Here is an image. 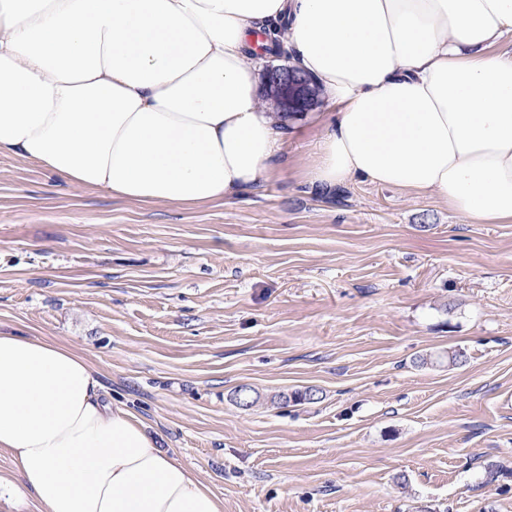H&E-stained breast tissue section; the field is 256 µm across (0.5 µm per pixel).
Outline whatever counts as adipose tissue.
Listing matches in <instances>:
<instances>
[{
    "label": "adipose tissue",
    "instance_id": "adipose-tissue-1",
    "mask_svg": "<svg viewBox=\"0 0 512 512\" xmlns=\"http://www.w3.org/2000/svg\"><path fill=\"white\" fill-rule=\"evenodd\" d=\"M329 104L308 183L434 193L512 222V0H0V153L139 203L232 201L288 119L248 34ZM0 449L43 512H223L84 359L0 333Z\"/></svg>",
    "mask_w": 512,
    "mask_h": 512
}]
</instances>
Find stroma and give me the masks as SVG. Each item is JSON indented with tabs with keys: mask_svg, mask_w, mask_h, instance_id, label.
Masks as SVG:
<instances>
[{
	"mask_svg": "<svg viewBox=\"0 0 512 512\" xmlns=\"http://www.w3.org/2000/svg\"><path fill=\"white\" fill-rule=\"evenodd\" d=\"M324 133L291 121L228 204L123 201L1 154L0 329L82 356L223 512H512V223L312 186ZM243 385L262 402L237 406ZM0 479V512H43L5 449Z\"/></svg>",
	"mask_w": 512,
	"mask_h": 512,
	"instance_id": "1",
	"label": "stroma"
}]
</instances>
